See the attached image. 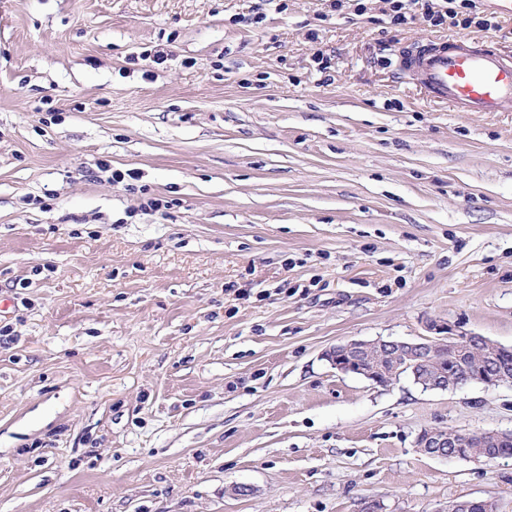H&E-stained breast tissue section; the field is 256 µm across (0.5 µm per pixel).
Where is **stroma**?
<instances>
[{
    "label": "stroma",
    "instance_id": "35a3bbf8",
    "mask_svg": "<svg viewBox=\"0 0 512 512\" xmlns=\"http://www.w3.org/2000/svg\"><path fill=\"white\" fill-rule=\"evenodd\" d=\"M389 13L0 0V512H512V457L416 448L512 432V382L379 386L325 356L439 319L512 347V112L397 67L462 34L512 55V18ZM501 438L502 432L496 431L460 433L453 430L425 429L418 435L416 444L423 454L430 457L482 462L500 458L498 454L504 457L512 456V433H504V438L498 446ZM472 439L481 441L485 445L484 448H494L497 454L488 455L485 459L483 448H471L474 455L484 460L473 458L468 448V443Z\"/></svg>",
    "mask_w": 512,
    "mask_h": 512
}]
</instances>
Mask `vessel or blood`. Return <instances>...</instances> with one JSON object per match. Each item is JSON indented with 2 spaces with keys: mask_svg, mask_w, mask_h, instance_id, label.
Wrapping results in <instances>:
<instances>
[{
  "mask_svg": "<svg viewBox=\"0 0 512 512\" xmlns=\"http://www.w3.org/2000/svg\"><path fill=\"white\" fill-rule=\"evenodd\" d=\"M433 98L457 112H512V61L492 48L457 37L400 55Z\"/></svg>",
  "mask_w": 512,
  "mask_h": 512,
  "instance_id": "b4317fda",
  "label": "vessel or blood"
}]
</instances>
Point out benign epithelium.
Segmentation results:
<instances>
[{
  "instance_id": "1",
  "label": "benign epithelium",
  "mask_w": 512,
  "mask_h": 512,
  "mask_svg": "<svg viewBox=\"0 0 512 512\" xmlns=\"http://www.w3.org/2000/svg\"><path fill=\"white\" fill-rule=\"evenodd\" d=\"M427 329L435 332V335L421 342H403L381 337L371 341L352 340L330 349L326 357L336 371L358 375L377 383L379 378L371 369L373 362L401 358L407 366L412 360L418 365H425L428 363L429 349L433 345L460 344L470 337L460 326L445 320H434L427 325ZM468 378L487 387H496L512 380L504 371L492 368L481 359L468 363ZM501 438L502 433L496 431L460 433L453 430L424 429L418 435L416 444L423 454L430 457L471 461L473 457L468 448L471 440L476 439L487 448H495ZM478 507L483 512H497L498 509L493 500L465 499L455 502L452 512H473Z\"/></svg>"
}]
</instances>
